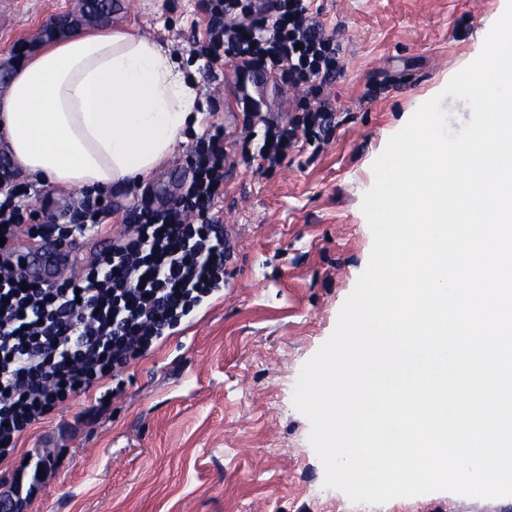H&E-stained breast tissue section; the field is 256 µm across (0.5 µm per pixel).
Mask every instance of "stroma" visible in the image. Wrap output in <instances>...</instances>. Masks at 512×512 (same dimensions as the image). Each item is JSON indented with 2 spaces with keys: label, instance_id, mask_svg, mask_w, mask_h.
I'll use <instances>...</instances> for the list:
<instances>
[{
  "label": "stroma",
  "instance_id": "35a3bbf8",
  "mask_svg": "<svg viewBox=\"0 0 512 512\" xmlns=\"http://www.w3.org/2000/svg\"><path fill=\"white\" fill-rule=\"evenodd\" d=\"M106 28L131 29L193 66L201 127L224 129L234 152L243 94L261 112L295 114L278 79L244 83L235 64L192 53L204 31L205 0H120ZM506 0H314L327 32L346 51L325 89L336 100L335 129L322 148L300 144L265 173L236 162L218 204L236 241L223 296L184 321L134 363L112 408L90 425L73 420L78 398L31 428L20 454L63 449L64 461L27 512H512V497L476 499L437 491L378 506L325 487L293 405L303 364L332 334L366 268L372 234L362 211L372 165L388 139L427 100L442 96L449 126L472 112L444 96L450 79L479 55ZM78 0H0V64L21 43L42 48L46 27ZM192 149L178 144L144 187L111 194L112 233L143 192L168 197Z\"/></svg>",
  "mask_w": 512,
  "mask_h": 512
}]
</instances>
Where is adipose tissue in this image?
I'll return each mask as SVG.
<instances>
[{
  "label": "adipose tissue",
  "mask_w": 512,
  "mask_h": 512,
  "mask_svg": "<svg viewBox=\"0 0 512 512\" xmlns=\"http://www.w3.org/2000/svg\"><path fill=\"white\" fill-rule=\"evenodd\" d=\"M197 99L154 39L76 30L16 68L0 93V143L43 185L130 188L198 131Z\"/></svg>",
  "instance_id": "ef3b65f1"
}]
</instances>
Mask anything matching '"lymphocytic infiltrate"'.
<instances>
[{
    "instance_id": "lymphocytic-infiltrate-1",
    "label": "lymphocytic infiltrate",
    "mask_w": 512,
    "mask_h": 512,
    "mask_svg": "<svg viewBox=\"0 0 512 512\" xmlns=\"http://www.w3.org/2000/svg\"><path fill=\"white\" fill-rule=\"evenodd\" d=\"M208 18L196 38L212 64L234 61L251 72L276 73L306 95L335 81L343 46L326 32L312 0H207ZM335 108L326 99L290 120L267 118L255 135L244 112L237 149L242 161L274 168L298 138L327 141ZM228 154L224 130L201 136L188 179L166 201L126 210L121 232L79 267L62 265L47 278L28 266L23 239L76 246L104 234L112 202L82 193L70 223H53L50 200L22 208L16 186L0 201V461L52 412L97 386L121 381L212 298L223 295L234 256L231 235L216 209L224 197ZM46 456L30 450L26 465L0 481V512H25L51 476Z\"/></svg>"
}]
</instances>
